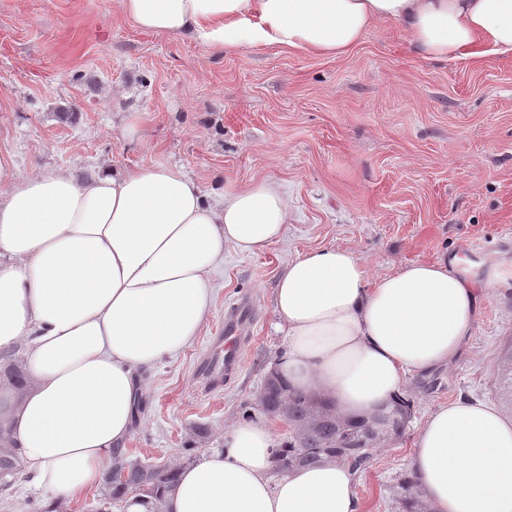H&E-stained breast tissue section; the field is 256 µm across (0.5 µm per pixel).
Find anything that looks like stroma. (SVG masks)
I'll list each match as a JSON object with an SVG mask.
<instances>
[{
	"mask_svg": "<svg viewBox=\"0 0 512 512\" xmlns=\"http://www.w3.org/2000/svg\"><path fill=\"white\" fill-rule=\"evenodd\" d=\"M139 123L136 139L125 127ZM20 172L91 176L100 165L181 167L217 199L224 186L277 180L291 219L284 238L245 255L225 250L214 306L179 356L140 375L124 443L149 464L199 461L241 418L288 425L256 405L287 348L274 290L288 263L339 246L368 281L417 261L448 260L481 283L473 337L438 385L406 377L414 400L405 434L358 477L359 512H402L399 484L419 427L441 403L494 401L512 341V52L427 60L395 23L373 27L332 57L263 47L216 51L146 32L120 0H0V152ZM251 299L239 371L203 393L196 368L241 299ZM208 430L198 439L196 427Z\"/></svg>",
	"mask_w": 512,
	"mask_h": 512,
	"instance_id": "35a3bbf8",
	"label": "stroma"
}]
</instances>
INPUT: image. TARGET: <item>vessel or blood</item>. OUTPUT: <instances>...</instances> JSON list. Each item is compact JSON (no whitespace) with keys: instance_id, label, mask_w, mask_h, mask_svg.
Here are the masks:
<instances>
[{"instance_id":"1","label":"vessel or blood","mask_w":512,"mask_h":512,"mask_svg":"<svg viewBox=\"0 0 512 512\" xmlns=\"http://www.w3.org/2000/svg\"><path fill=\"white\" fill-rule=\"evenodd\" d=\"M244 305H237L231 319L225 320L224 332L214 337L199 365L198 378L203 392L220 390L240 366V347L243 342L237 330L238 319L248 318Z\"/></svg>"}]
</instances>
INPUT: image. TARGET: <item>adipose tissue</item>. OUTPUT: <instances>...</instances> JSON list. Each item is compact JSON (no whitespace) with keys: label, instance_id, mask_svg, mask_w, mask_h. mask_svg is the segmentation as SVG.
Wrapping results in <instances>:
<instances>
[{"label":"adipose tissue","instance_id":"1","mask_svg":"<svg viewBox=\"0 0 512 512\" xmlns=\"http://www.w3.org/2000/svg\"><path fill=\"white\" fill-rule=\"evenodd\" d=\"M140 29L215 50L277 46L348 54L394 21L423 57L512 52V0H121ZM288 199L270 178L209 202L177 166H106L84 180L22 175L0 152V349L26 344L21 403L0 394L26 474L48 501L100 487L135 417L137 371L189 347L214 304L225 248L279 240ZM478 291L447 263L415 262L367 283L341 247L291 262L275 288L288 348L276 369L343 416L384 409L408 372L449 364L471 339ZM267 424L181 467L165 512H358L356 474L328 460L272 476ZM410 469L431 512H512V418L476 400L437 406Z\"/></svg>","mask_w":512,"mask_h":512}]
</instances>
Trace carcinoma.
I'll use <instances>...</instances> for the list:
<instances>
[{
  "label": "carcinoma",
  "instance_id": "cac0c4a2",
  "mask_svg": "<svg viewBox=\"0 0 512 512\" xmlns=\"http://www.w3.org/2000/svg\"><path fill=\"white\" fill-rule=\"evenodd\" d=\"M24 369L15 349L0 350V389H10L21 397ZM263 411L269 415L284 413L291 435L274 458L280 470L294 469L333 459L350 463L358 472L370 464V449L380 448L400 438L412 416L413 401L403 396L386 412L351 419L336 413L333 402L314 393L291 390L276 370H271L262 387ZM496 396L512 406V345L506 351L497 377ZM0 491H7L21 473L18 448L11 429L0 424ZM176 482L174 466L148 465L128 455L127 449H112L111 465L105 475L102 504L117 499L118 494L135 492L149 498L155 512H164L168 493ZM400 500L403 512H428L415 481L405 479Z\"/></svg>",
  "mask_w": 512,
  "mask_h": 512
}]
</instances>
